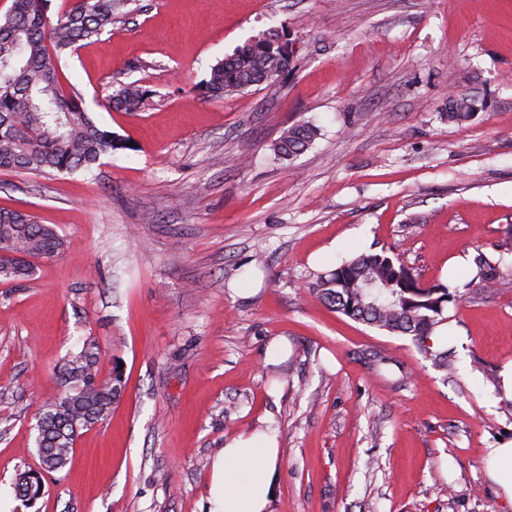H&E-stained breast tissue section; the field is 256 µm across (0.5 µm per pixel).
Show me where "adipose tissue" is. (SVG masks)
Masks as SVG:
<instances>
[{
  "label": "adipose tissue",
  "instance_id": "obj_1",
  "mask_svg": "<svg viewBox=\"0 0 512 512\" xmlns=\"http://www.w3.org/2000/svg\"><path fill=\"white\" fill-rule=\"evenodd\" d=\"M278 459L277 439L266 430L226 442L212 462L208 512H267Z\"/></svg>",
  "mask_w": 512,
  "mask_h": 512
}]
</instances>
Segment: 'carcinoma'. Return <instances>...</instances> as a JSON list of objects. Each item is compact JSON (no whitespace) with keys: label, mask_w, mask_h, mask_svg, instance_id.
Segmentation results:
<instances>
[{"label":"carcinoma","mask_w":512,"mask_h":512,"mask_svg":"<svg viewBox=\"0 0 512 512\" xmlns=\"http://www.w3.org/2000/svg\"><path fill=\"white\" fill-rule=\"evenodd\" d=\"M125 0H74L56 22L48 19L49 0H11L0 14V170L76 174L89 173L102 157L123 148L121 140L100 126L83 107L81 97L68 92L59 70L63 54L79 42L100 37L112 29V21ZM284 32L271 30L249 41L211 67L202 92L221 99L251 87L272 84L291 64L293 52L278 40ZM148 99V91L130 82L113 90L109 104L134 110ZM475 100L465 93L448 95L444 117L462 123L472 118ZM318 128L297 124L284 129L274 144L283 159L307 150ZM19 258L0 256V281L14 282L32 275L27 258H52L65 250L56 229L40 223L25 211L0 208V251ZM319 301L347 317L390 333L408 334L436 365L448 370L445 352L426 347V339L446 320L448 290L426 286L402 265L380 254H361L342 263L311 286ZM104 358L97 338L88 336L78 352L69 356L59 372L62 393L44 405L37 418L36 452L39 472H26L16 488L31 503L45 490L44 474H60L72 459L75 431L104 421L124 394L126 379L120 364L102 379Z\"/></svg>","instance_id":"carcinoma-1"}]
</instances>
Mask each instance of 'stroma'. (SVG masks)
<instances>
[{
  "mask_svg": "<svg viewBox=\"0 0 512 512\" xmlns=\"http://www.w3.org/2000/svg\"><path fill=\"white\" fill-rule=\"evenodd\" d=\"M272 27L288 72L201 93ZM62 70L124 147L89 175L0 170V207L66 241L0 282V512H207L213 457L257 427L281 448L269 512H512L485 468L512 442V290L479 276L512 279V0H139ZM132 81L145 107L113 108ZM452 90L477 98L470 122L445 119ZM301 123L318 138L280 159ZM363 253L454 294L431 343L447 370L312 300ZM89 336L125 394L28 504L38 412ZM278 336L291 354L265 367ZM318 128L310 124H297L284 129L274 144L280 158L293 159L307 150L318 136ZM16 488L21 498L30 503H35L44 494L45 482L43 472H26L21 474Z\"/></svg>",
  "mask_w": 512,
  "mask_h": 512,
  "instance_id": "35a3bbf8",
  "label": "stroma"
}]
</instances>
